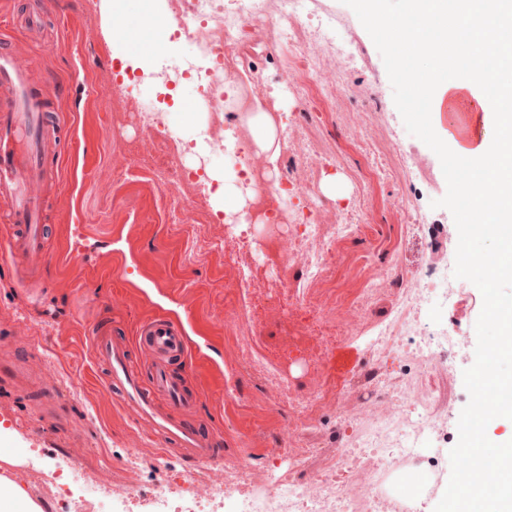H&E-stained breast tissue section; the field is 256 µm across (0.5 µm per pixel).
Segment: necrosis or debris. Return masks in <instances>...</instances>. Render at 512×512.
I'll list each match as a JSON object with an SVG mask.
<instances>
[{
	"mask_svg": "<svg viewBox=\"0 0 512 512\" xmlns=\"http://www.w3.org/2000/svg\"><path fill=\"white\" fill-rule=\"evenodd\" d=\"M167 9L180 20L184 36L197 46L200 56L213 63L205 82L198 86L207 113V133L219 143L229 136L235 139L240 172L252 184L251 210L260 236L233 237L226 242L241 270L236 288L246 296L258 287L273 293L287 287L288 271L296 266L303 269L307 284L325 280L336 266V242L352 232V224L345 219L337 224L320 223L316 195L298 191L299 165L293 155L284 157L274 175L248 151L242 114L224 106V82L231 73L228 56L233 32L252 20L266 19L262 33L278 46L282 67L306 82L324 57L340 60L342 68L352 67L355 56L348 24L320 11L318 0H167ZM147 144L143 162L164 156L166 163L157 172L159 183L174 182L181 189L173 206L176 221L212 223L208 198L198 179L185 169L174 138L158 131L148 137ZM275 186L297 196V204L287 210L275 207L271 192ZM454 266V254L441 248L425 266L406 276H398L391 266L380 270L396 306L390 319L368 326L372 338L367 352L372 365L359 392L365 410L354 418L337 413L344 444L336 451L335 466L314 474L299 471L306 452L301 432L314 421L321 394L293 384L250 342L241 343L238 375L261 382L273 395V407L287 412L279 433L271 437L276 452L260 463L239 455L207 467L205 477L193 480L186 498L175 507L165 491H158L156 500L162 512H196L199 505L219 498L231 500V512H414L410 501L388 490L387 482L404 467L422 463L436 475L444 473L439 459L423 454L422 448L440 436L448 424V412L434 391L423 388L422 381L430 370L445 376L451 373L448 354L464 338L457 331L426 323L422 311L431 303L447 302ZM386 357L392 358L395 367L382 376L374 363ZM280 455L290 460L282 472L275 465ZM13 475L16 482L36 488L51 502L67 496L57 468L42 461H32ZM69 476L81 485L82 494L71 500L68 512H102L103 500L129 496L126 486L113 483L111 473L91 475L73 464Z\"/></svg>",
	"mask_w": 512,
	"mask_h": 512,
	"instance_id": "1",
	"label": "necrosis or debris"
}]
</instances>
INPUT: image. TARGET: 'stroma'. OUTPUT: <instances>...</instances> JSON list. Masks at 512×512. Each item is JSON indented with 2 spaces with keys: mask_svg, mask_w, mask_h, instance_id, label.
I'll list each match as a JSON object with an SVG mask.
<instances>
[{
  "mask_svg": "<svg viewBox=\"0 0 512 512\" xmlns=\"http://www.w3.org/2000/svg\"><path fill=\"white\" fill-rule=\"evenodd\" d=\"M48 10L42 34L25 28L34 0H0L15 20V49L23 61L34 62L39 75L59 81L64 92L59 118L68 124L61 134L60 153L66 160L60 194L46 215V246L65 263L52 266L46 284L24 290L16 285L17 271L0 264V366L8 374L0 382V448L19 460L36 456L47 460L71 457L87 472L108 471L114 482L129 485L127 500L104 502L105 512H156L153 493L165 488L180 500L199 468L165 448L105 391L94 369L88 324L120 317L127 335L159 313L189 316L194 333L209 338L204 357L194 364L189 388L200 406L194 421L203 431L224 440L225 453L249 456L270 454V431L281 418L270 409L255 383L238 380L234 371L237 336L224 326V311L240 304L233 283L237 267L224 250L230 230L224 222L178 224L172 203L164 198L150 171L129 162L121 178L112 165L138 142V125L113 127V83H127L147 100L166 95L165 85L141 78L140 68L120 60L112 39V16L102 0H58ZM322 8L338 13L355 32V54L361 63L345 77V88L327 85L324 93L308 96L310 124L301 128L288 150L301 159L304 183L321 187L330 174L320 166L322 157L335 155L337 176L349 181V197L358 198L361 216L354 232L340 239L335 278L312 286L320 309L333 310L337 290L360 293L369 287L375 267L402 261L416 268L424 261L420 229L408 222L416 207L428 214L448 249H456L458 231L451 212L435 207L447 192L436 154L410 135L395 106L393 88L382 56L352 8L343 0H319ZM61 37L64 51H47L45 38ZM267 52L252 27H245L231 63L242 84L263 78L267 89L290 84L289 75L275 65H258ZM172 109L159 120L178 142L190 141L192 129L181 127V111L200 103L197 82L184 75ZM410 148L417 164L413 180L381 179L365 146L394 159L391 142ZM295 286L284 288L281 303L250 301L251 319L240 330H255L257 348L279 364L292 382L313 386L325 396V416L309 441L315 454L302 462L303 471L320 468L334 459L341 446L336 436L334 411L360 412L361 404L348 387L366 357L368 337L358 310L343 313L357 330L345 341L325 335L315 313L300 310L299 318L312 334L304 350L288 348L289 303ZM483 305L479 289L465 283L460 297L435 309L434 317L463 332L464 345L449 356L452 374L430 373L427 383L444 391L453 415L469 401L463 372L474 362L475 323ZM239 330V331H240ZM321 362L322 378L309 380L307 363ZM149 448L160 454L159 464L137 471L123 470L128 449Z\"/></svg>",
  "mask_w": 512,
  "mask_h": 512,
  "instance_id": "1",
  "label": "stroma"
}]
</instances>
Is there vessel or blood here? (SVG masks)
I'll use <instances>...</instances> for the list:
<instances>
[{"instance_id": "vessel-or-blood-1", "label": "vessel or blood", "mask_w": 512, "mask_h": 512, "mask_svg": "<svg viewBox=\"0 0 512 512\" xmlns=\"http://www.w3.org/2000/svg\"><path fill=\"white\" fill-rule=\"evenodd\" d=\"M12 39L11 20L1 19L0 199L10 202L12 210L10 224L0 233V262L20 263L21 281L27 284L40 279L51 264L41 217L59 179L47 173L43 162L56 151L60 122L53 117V105L60 87L50 79H34L18 59ZM89 341L106 390L140 425L190 462H218L222 438L190 422L197 398L171 374L173 362L190 365L200 348L182 319L166 314L150 317L132 340L96 320ZM135 347L144 352L146 369L133 364Z\"/></svg>"}]
</instances>
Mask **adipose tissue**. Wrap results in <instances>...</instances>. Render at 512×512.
Here are the masks:
<instances>
[{"label": "adipose tissue", "instance_id": "ef3b65f1", "mask_svg": "<svg viewBox=\"0 0 512 512\" xmlns=\"http://www.w3.org/2000/svg\"><path fill=\"white\" fill-rule=\"evenodd\" d=\"M403 17L392 18L380 0H360L363 20L400 47V65L416 95L447 101L452 113L473 115L471 144L439 124L436 114L419 113L431 129L433 146L452 152L471 171L464 187L472 203L465 231L493 240L492 278L512 277V0H405ZM250 147L267 168L281 155L278 126L262 101L245 109ZM207 191L225 216L244 214L253 193L235 171L209 170Z\"/></svg>", "mask_w": 512, "mask_h": 512}]
</instances>
